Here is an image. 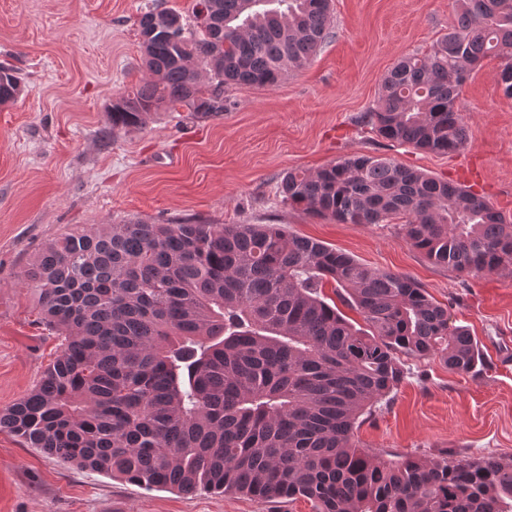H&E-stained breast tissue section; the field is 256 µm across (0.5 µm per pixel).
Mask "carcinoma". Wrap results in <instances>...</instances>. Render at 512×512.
<instances>
[{"label":"carcinoma","mask_w":512,"mask_h":512,"mask_svg":"<svg viewBox=\"0 0 512 512\" xmlns=\"http://www.w3.org/2000/svg\"><path fill=\"white\" fill-rule=\"evenodd\" d=\"M217 47L191 14L136 19L146 77L112 103V130L157 112L224 111L230 84L276 85L330 34L331 0H210ZM457 23L384 76L363 122L432 153L465 149L462 87L487 57L512 97V0H454ZM166 15L181 19L167 26ZM24 92L0 63V106ZM291 207L338 224L402 220L403 238L459 274H512V222L484 197L387 156L340 159L281 183ZM61 353L0 428L80 469L145 486L304 500L313 512H512V455L383 459L356 423L406 361L487 368L470 330L414 278L279 224L73 229L22 271ZM330 288L362 317L328 302Z\"/></svg>","instance_id":"1"}]
</instances>
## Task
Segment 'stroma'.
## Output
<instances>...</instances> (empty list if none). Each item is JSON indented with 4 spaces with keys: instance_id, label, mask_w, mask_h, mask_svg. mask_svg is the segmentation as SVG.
<instances>
[{
    "instance_id": "obj_1",
    "label": "stroma",
    "mask_w": 512,
    "mask_h": 512,
    "mask_svg": "<svg viewBox=\"0 0 512 512\" xmlns=\"http://www.w3.org/2000/svg\"><path fill=\"white\" fill-rule=\"evenodd\" d=\"M192 0H0V62L26 95L0 106V409L28 394L61 351L20 282L42 245L77 225L281 224L369 265L413 277L468 326L481 375L409 360L390 403L361 418L363 447L384 458L442 451L512 455V276L472 278L429 262L391 224H338L288 206L290 170L352 155L392 156L483 195L512 220V98L485 59L462 88L469 144L434 154L377 137L361 117L402 57L426 52L455 20L452 0H332L330 34L273 87L232 85L224 110L163 112L113 130L112 101L145 77L135 20ZM0 512H312L240 494H182L79 469L0 430Z\"/></svg>"
}]
</instances>
